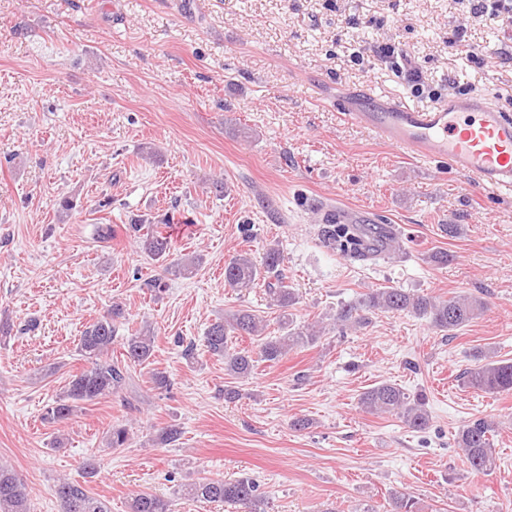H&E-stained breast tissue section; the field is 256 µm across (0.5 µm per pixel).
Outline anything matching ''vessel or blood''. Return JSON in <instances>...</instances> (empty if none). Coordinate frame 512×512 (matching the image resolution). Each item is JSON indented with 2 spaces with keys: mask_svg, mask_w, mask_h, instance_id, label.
Here are the masks:
<instances>
[{
  "mask_svg": "<svg viewBox=\"0 0 512 512\" xmlns=\"http://www.w3.org/2000/svg\"><path fill=\"white\" fill-rule=\"evenodd\" d=\"M345 120L421 160L446 164L493 193H512V114L486 95L449 97L429 112L367 94L343 97Z\"/></svg>",
  "mask_w": 512,
  "mask_h": 512,
  "instance_id": "1",
  "label": "vessel or blood"
}]
</instances>
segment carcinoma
Instances as JSON below:
<instances>
[{
    "label": "carcinoma",
    "instance_id": "obj_1",
    "mask_svg": "<svg viewBox=\"0 0 512 512\" xmlns=\"http://www.w3.org/2000/svg\"><path fill=\"white\" fill-rule=\"evenodd\" d=\"M140 244L147 256L164 261L174 250L173 238L163 233L158 224H133ZM284 255L279 245L265 246L262 258L241 251L224 264V285L236 291H246L262 284L269 297V307L278 312L276 336H266L264 317L251 309H239L212 323L206 331V351L224 359L228 375L243 379L254 370L255 363L278 362L296 347H305L318 341L322 331L311 324L298 325L289 310L297 303L295 289L284 274ZM486 308V303L473 296L441 299L436 296L414 294L401 288H370L356 300L341 306L336 323L344 329L361 327L376 312H406L426 318L436 330L448 335L462 329ZM123 317V308L114 303L102 316L87 325L79 336L76 350L85 361L79 371L70 375L63 391L46 408L43 420L59 423L70 419L96 400L118 394L131 381V368L151 364L156 336L146 324L123 341L122 358L112 357V344L117 336V319ZM257 338L251 349L234 348L238 337ZM463 383L485 393L512 392V361L497 360L492 352H481L479 362L464 372ZM361 406L376 414L396 415L411 429L424 430L429 415L423 398L409 393L403 387L383 382L369 388L360 397ZM496 426L484 418L469 421L456 435L469 467L488 471L494 463L493 436ZM105 445L111 449L130 445L129 429L114 425L105 436ZM180 492L189 498L208 503L224 504L235 512H270L269 502L258 493L256 483L249 477L234 481L201 479L180 486ZM56 498L60 512H107V506L89 496L77 481L57 480ZM0 512H31L25 484L12 469L0 463ZM129 512H174L168 499L142 492L134 495ZM389 512H416L415 501L405 493L394 490Z\"/></svg>",
    "mask_w": 512,
    "mask_h": 512
}]
</instances>
